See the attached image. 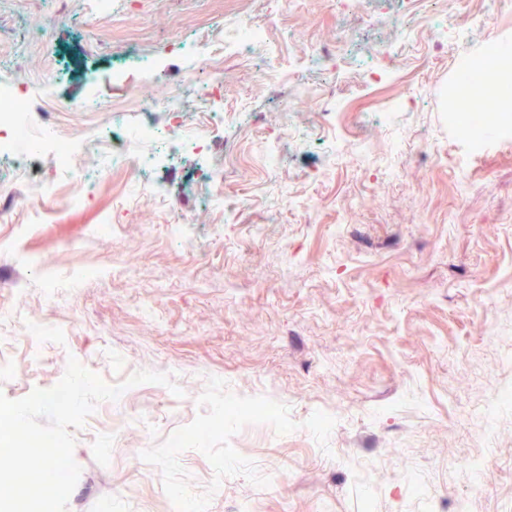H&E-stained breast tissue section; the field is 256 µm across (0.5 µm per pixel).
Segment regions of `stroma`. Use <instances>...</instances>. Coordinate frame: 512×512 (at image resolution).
Returning <instances> with one entry per match:
<instances>
[{"label": "stroma", "instance_id": "stroma-1", "mask_svg": "<svg viewBox=\"0 0 512 512\" xmlns=\"http://www.w3.org/2000/svg\"><path fill=\"white\" fill-rule=\"evenodd\" d=\"M88 14L89 0H0V82L27 83L34 135L74 140L76 167L96 174L85 186L48 153L0 157L17 187L0 190V315L47 327L34 339L0 327L12 360L0 394L51 389L72 358L107 383L151 370L174 385L132 387L74 430L66 512L105 498L112 512H455L474 498L512 512V402L497 399L512 386V135L474 157L448 122L468 58L512 44V6L112 0L98 26ZM243 17L273 30L263 55L226 52L210 102L224 122L205 127L206 105L189 102L181 135L155 146L156 196L137 194L138 171L113 169L100 144L138 155L127 131L168 115L116 111L127 92L113 66L162 56L144 100L205 86L207 34ZM372 66L387 73L375 86ZM304 85L321 91L312 103L294 100ZM201 130L199 153L187 140ZM222 166V188L203 181ZM41 182L90 200L22 210ZM250 398L273 414L170 448ZM321 411L333 431L309 428Z\"/></svg>", "mask_w": 512, "mask_h": 512}]
</instances>
